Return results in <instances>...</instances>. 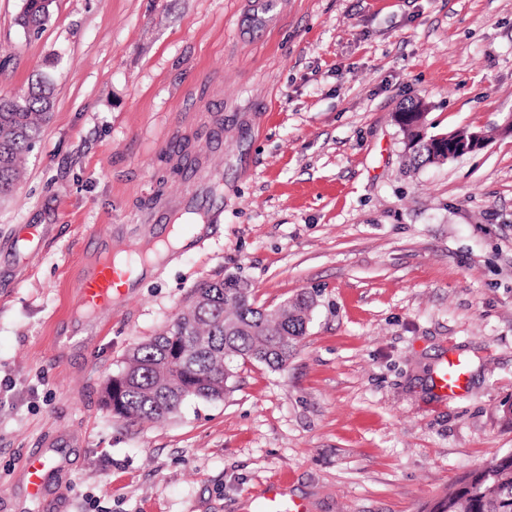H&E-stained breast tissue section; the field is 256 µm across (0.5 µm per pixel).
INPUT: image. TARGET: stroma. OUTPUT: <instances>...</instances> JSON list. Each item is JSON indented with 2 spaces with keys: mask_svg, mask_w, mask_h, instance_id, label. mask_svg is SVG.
<instances>
[{
  "mask_svg": "<svg viewBox=\"0 0 512 512\" xmlns=\"http://www.w3.org/2000/svg\"><path fill=\"white\" fill-rule=\"evenodd\" d=\"M22 6L0 0V96L47 74L53 106L0 202V512H257L272 480L308 512H425L512 451V0H288L271 29L239 26L247 0H55L32 35ZM419 100L486 146L407 166L395 115ZM180 138L200 164L173 175ZM214 179L218 222L76 318L94 253L152 236L159 181ZM232 275L268 306L312 297L288 363L161 425L103 408L131 350ZM450 353L468 377L441 404ZM49 466L41 457L28 459L25 482L26 490L31 498L39 499L43 496L47 484V470Z\"/></svg>",
  "mask_w": 512,
  "mask_h": 512,
  "instance_id": "1",
  "label": "stroma"
}]
</instances>
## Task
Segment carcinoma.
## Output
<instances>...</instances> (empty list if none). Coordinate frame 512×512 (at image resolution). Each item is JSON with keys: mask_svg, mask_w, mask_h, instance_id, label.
Wrapping results in <instances>:
<instances>
[{"mask_svg": "<svg viewBox=\"0 0 512 512\" xmlns=\"http://www.w3.org/2000/svg\"><path fill=\"white\" fill-rule=\"evenodd\" d=\"M26 25L39 31L50 17L28 0ZM52 108V84L44 77L28 92L0 97V197L20 178V163L40 137ZM425 106L401 112L400 127L415 142L411 165L439 163L434 134L424 122ZM313 300L299 293L274 310L256 305L252 286L236 276L194 289L190 303L173 323L137 345L117 372L122 387L116 407L104 386L102 403L112 415L131 422H158L177 415L188 401H213L229 390L238 363L284 367L306 334ZM430 512H512V452L464 474Z\"/></svg>", "mask_w": 512, "mask_h": 512, "instance_id": "cac0c4a2", "label": "carcinoma"}]
</instances>
